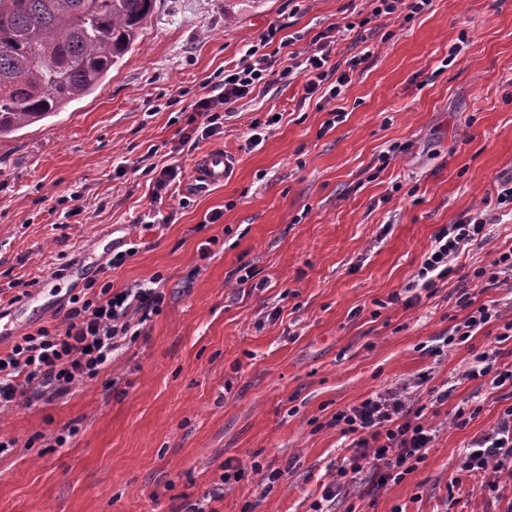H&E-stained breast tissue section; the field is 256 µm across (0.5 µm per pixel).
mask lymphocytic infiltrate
<instances>
[{
	"label": "lymphocytic infiltrate",
	"instance_id": "obj_1",
	"mask_svg": "<svg viewBox=\"0 0 512 512\" xmlns=\"http://www.w3.org/2000/svg\"><path fill=\"white\" fill-rule=\"evenodd\" d=\"M355 28V23L348 20L330 25L300 49L292 48L290 40L264 37L270 52L260 54L256 49H247L233 72L194 103L192 110L200 122L183 134V142L199 143L220 134L233 104L247 98L272 76L290 81L302 79L305 99H336L351 84L352 70L372 56L366 50L347 64L331 62L333 39L345 38ZM280 58L285 64L279 68L275 62ZM505 210L512 211V176L499 178L495 196L484 200L476 213L442 225L435 232L432 247L424 254L416 273L422 289L447 280L454 271L453 260L467 246L487 242L488 226L496 223L498 212ZM163 301L162 289L149 281L117 291L106 283L93 295H72L62 327H39L15 340L7 351H0V409L13 408L23 400L63 397L97 378L111 368L125 345L140 336L143 325ZM461 306L467 314L449 327L444 339L446 347L467 346L471 359L468 379L493 389L512 386V369L502 368L500 350L472 343L476 333L489 327L496 328V341L512 339V311L494 304L478 305L467 296ZM451 395L448 389H432L427 396L413 399L375 393L359 404L336 410L329 424L349 440L352 454L345 465L337 468L336 480L324 486L313 512H331L340 478L368 474L372 490L377 491L416 471L425 462L435 438L427 416L438 407L449 406ZM449 408L456 427H466L474 417L473 411L462 406ZM466 473L482 476L484 487L490 489L502 477L512 478V404L502 410L491 432L467 444L462 471L451 475L449 489H461Z\"/></svg>",
	"mask_w": 512,
	"mask_h": 512
}]
</instances>
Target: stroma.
<instances>
[{"mask_svg":"<svg viewBox=\"0 0 512 512\" xmlns=\"http://www.w3.org/2000/svg\"><path fill=\"white\" fill-rule=\"evenodd\" d=\"M365 0H156L124 58L91 95L47 120L0 137V320H14L19 285L44 305L16 335L58 324L97 257L99 282L122 288L158 276L165 301L113 362L109 379L73 394L0 412V512H182L214 488L224 463L257 460L284 475L265 490L249 476L217 512H310L332 468L350 457L328 424L336 410L387 390L452 388L476 409L463 428L432 416L426 461L397 484L363 496L345 482L336 512H507L512 480L496 492L449 475L473 437L495 426L501 391L465 379L467 348L443 347L458 304L512 301V287L481 288L475 269L512 248V214L490 241L462 252L451 278L408 307L390 296L411 282L439 227L494 195L512 173V0H433L414 18L392 15L373 54L336 99L346 117L301 104V81L257 88L222 133L189 148L188 112L259 44L271 25L309 43L366 11ZM283 119L255 148L252 118ZM394 144L404 150L381 157ZM235 158L220 186L195 190L197 160ZM182 176L149 201L153 167ZM154 205L165 226L142 229ZM221 212L217 223L206 216ZM140 248L118 267L113 254ZM211 242V255L200 246ZM78 432L63 448L39 434ZM34 446H27V439Z\"/></svg>","mask_w":512,"mask_h":512,"instance_id":"35a3bbf8","label":"stroma"}]
</instances>
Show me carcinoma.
<instances>
[{
  "label": "carcinoma",
  "instance_id": "1",
  "mask_svg": "<svg viewBox=\"0 0 512 512\" xmlns=\"http://www.w3.org/2000/svg\"><path fill=\"white\" fill-rule=\"evenodd\" d=\"M155 0H0V136L95 92Z\"/></svg>",
  "mask_w": 512,
  "mask_h": 512
}]
</instances>
